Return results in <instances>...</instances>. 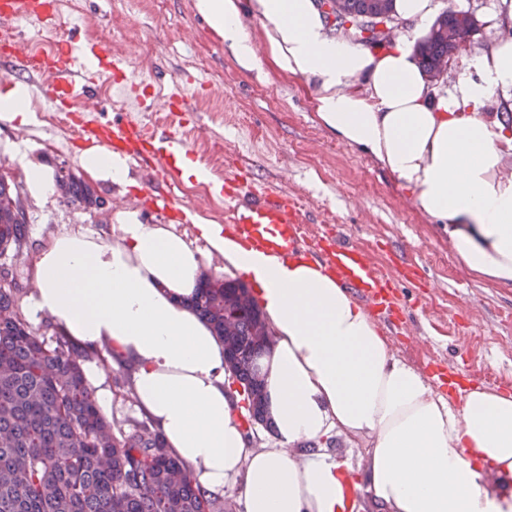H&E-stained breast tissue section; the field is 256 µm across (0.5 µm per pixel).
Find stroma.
<instances>
[{
    "label": "stroma",
    "instance_id": "stroma-1",
    "mask_svg": "<svg viewBox=\"0 0 512 512\" xmlns=\"http://www.w3.org/2000/svg\"><path fill=\"white\" fill-rule=\"evenodd\" d=\"M476 23L471 48H486L506 35L493 18L495 0H455ZM64 23L81 40H96L130 61L127 73L103 77L94 91L96 107L54 111L39 74L17 79L0 74V95L25 91L27 125L0 122V164L21 169L30 160L51 166L67 163L84 175L82 154L90 142L81 130L92 119L133 118L148 129L176 120L187 138L190 156L209 171L210 182L164 180L145 165H129L130 185L89 177L104 202L100 212L63 202L27 199L28 238L17 261V277L31 292L27 266L48 235L83 226L109 237L115 216L137 213L146 224L187 231L177 214L158 213L144 194L161 186L177 203L219 224H227L223 196L213 194L228 170L295 196L304 212L327 233L342 234L366 250L377 269L400 281L401 332H386L391 353L427 377L435 394L448 393L443 368L464 363L465 387L481 385L512 394V288L469 271L454 255L448 236L408 199L399 180L371 157L339 143L320 123L312 102V83L279 70L272 62L261 20L244 12L243 21L256 53L254 69H243L232 49L197 12L195 0H60ZM152 65H137L143 54ZM155 87L152 111L142 112L122 95L131 79ZM182 85L195 93L190 112L168 113L166 96ZM298 454L325 453L348 464L350 482H364L370 459L366 439L331 437L302 444Z\"/></svg>",
    "mask_w": 512,
    "mask_h": 512
}]
</instances>
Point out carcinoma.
Listing matches in <instances>:
<instances>
[{
    "mask_svg": "<svg viewBox=\"0 0 512 512\" xmlns=\"http://www.w3.org/2000/svg\"><path fill=\"white\" fill-rule=\"evenodd\" d=\"M336 10L371 29L372 0H334ZM448 45L428 36L419 63L431 73ZM64 201L84 210L100 197L73 174L58 183ZM27 216L0 215V250L27 238ZM19 288H0V512H224L208 499L145 424L133 430L107 420L86 384L76 349L52 324L35 332L19 307ZM195 312L224 339L233 377L244 387L248 421L265 424L256 360L268 341L253 335L261 315L243 285L210 281L191 299ZM240 313L237 333L224 337V317Z\"/></svg>",
    "mask_w": 512,
    "mask_h": 512,
    "instance_id": "1",
    "label": "carcinoma"
}]
</instances>
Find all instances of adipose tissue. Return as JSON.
Returning a JSON list of instances; mask_svg holds the SVG:
<instances>
[{"label": "adipose tissue", "mask_w": 512, "mask_h": 512, "mask_svg": "<svg viewBox=\"0 0 512 512\" xmlns=\"http://www.w3.org/2000/svg\"><path fill=\"white\" fill-rule=\"evenodd\" d=\"M253 7L277 66L313 80L322 126L396 175L470 271L512 285V176L504 172L512 129L485 112L491 100L512 102V37L475 52L468 76L439 96L415 48L434 0H394L396 15L417 29L383 49L334 34L315 0ZM196 8L252 68L239 0H196ZM193 228L124 212L107 241L79 226L50 235L30 263L35 288L24 313L126 370L136 409L207 497L237 487L243 512H345L346 462L294 452L336 434L368 439V490L386 512H512V394L474 386L450 405L392 355L323 264L245 246L220 224ZM217 257L249 278L272 328L260 359L270 446L245 434L224 343L191 307Z\"/></svg>", "instance_id": "ef3b65f1"}]
</instances>
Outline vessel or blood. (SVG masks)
<instances>
[{"mask_svg": "<svg viewBox=\"0 0 512 512\" xmlns=\"http://www.w3.org/2000/svg\"><path fill=\"white\" fill-rule=\"evenodd\" d=\"M21 15L45 23L53 15L51 0H0L1 23L12 22ZM54 30L58 37L51 51L45 54L21 51L13 40L1 42L0 65L14 74L34 70L46 76L47 91L54 104L59 105L77 96H89L91 86L103 72L96 43L74 40L59 24ZM100 131L106 147L130 161H152L170 176L174 175L180 157L188 151L182 133L170 126L147 132L137 121L126 120L101 124ZM225 182L224 205L230 214L234 236L275 253L290 254L308 248L341 285L373 310L387 313L388 323H395L396 318L389 310L397 301V282L373 265L366 250L340 236L326 243L310 241L300 208L292 197L276 190L254 191L233 174L226 175Z\"/></svg>", "mask_w": 512, "mask_h": 512, "instance_id": "1", "label": "vessel or blood"}]
</instances>
